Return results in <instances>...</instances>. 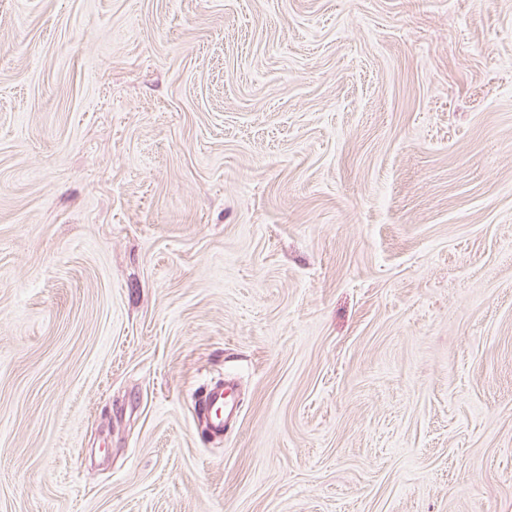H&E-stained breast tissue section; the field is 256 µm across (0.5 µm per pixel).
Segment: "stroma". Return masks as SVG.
Segmentation results:
<instances>
[{
    "mask_svg": "<svg viewBox=\"0 0 512 512\" xmlns=\"http://www.w3.org/2000/svg\"><path fill=\"white\" fill-rule=\"evenodd\" d=\"M0 512H512V0H0ZM233 386L225 380L213 383L207 387L202 399L204 409L208 414V425L214 437L224 435V424L236 418L238 409L232 401Z\"/></svg>",
    "mask_w": 512,
    "mask_h": 512,
    "instance_id": "stroma-1",
    "label": "stroma"
}]
</instances>
